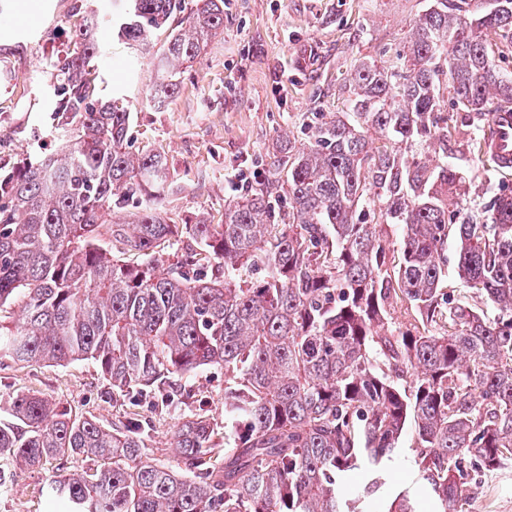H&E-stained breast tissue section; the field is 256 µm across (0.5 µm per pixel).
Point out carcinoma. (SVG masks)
I'll use <instances>...</instances> for the list:
<instances>
[{"mask_svg":"<svg viewBox=\"0 0 512 512\" xmlns=\"http://www.w3.org/2000/svg\"><path fill=\"white\" fill-rule=\"evenodd\" d=\"M126 2L118 40L167 33L162 106L224 30V0L185 17L182 0ZM429 2L402 50L356 66L351 112L320 117L218 224L167 222V158L132 151L131 112L95 98L103 46L82 17L45 61L61 149L0 173V365L90 361L134 410L106 426L40 391L1 392L0 460L97 463L56 468L45 493L64 512H370L412 422L437 512H466L512 460V192L449 208L463 177L425 146L448 141L445 99L487 116L512 102L491 39L512 32V0ZM450 235L458 279L494 318L444 291ZM209 367L224 370V431L195 412L175 426L176 465L150 457L136 408L168 414L184 400L175 379ZM384 512L423 510L403 494Z\"/></svg>","mask_w":512,"mask_h":512,"instance_id":"obj_1","label":"carcinoma"}]
</instances>
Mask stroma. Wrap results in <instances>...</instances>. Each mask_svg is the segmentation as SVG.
Wrapping results in <instances>:
<instances>
[{
    "label": "stroma",
    "mask_w": 512,
    "mask_h": 512,
    "mask_svg": "<svg viewBox=\"0 0 512 512\" xmlns=\"http://www.w3.org/2000/svg\"><path fill=\"white\" fill-rule=\"evenodd\" d=\"M76 0H0V166L29 153L54 152L59 142L50 115L44 45L71 39ZM104 45L97 62L100 98L128 101L133 147L159 151L168 161L171 189L164 200L175 224H216L225 202L236 198L239 172L266 171L288 142H306L314 116L349 106L351 74L359 60L402 49L408 24L425 0H224V31L184 69L177 98L162 108L149 101L165 40L157 33L147 49L112 38V20L124 0H86ZM452 133L444 158L465 179L463 205L482 211L491 198L512 192L475 150L489 133L487 116L444 104ZM182 408L150 418L155 458L172 456L167 442L181 415L204 407L224 421V372L210 368L178 381ZM36 390L73 411L111 424L124 408L113 402L98 368L88 361L66 366L0 367V390ZM414 432L406 430L388 465L386 493L406 492L433 512L429 486L414 465ZM47 470L17 472L0 493V512H52L42 494ZM469 512H512V462L472 493Z\"/></svg>",
    "instance_id": "35a3bbf8"
}]
</instances>
